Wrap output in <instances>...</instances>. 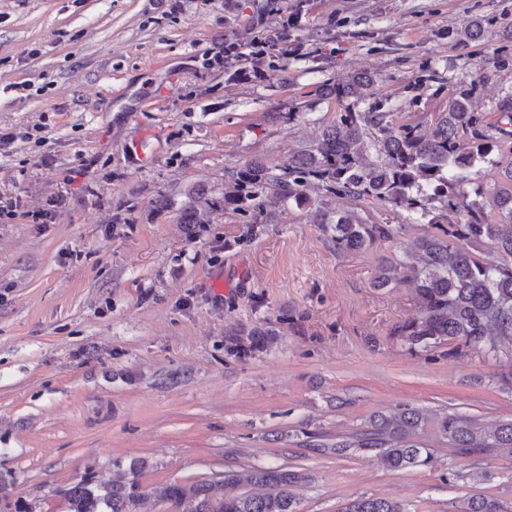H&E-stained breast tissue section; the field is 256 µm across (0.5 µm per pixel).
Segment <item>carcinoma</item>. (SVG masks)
Listing matches in <instances>:
<instances>
[{"label": "carcinoma", "mask_w": 512, "mask_h": 512, "mask_svg": "<svg viewBox=\"0 0 512 512\" xmlns=\"http://www.w3.org/2000/svg\"><path fill=\"white\" fill-rule=\"evenodd\" d=\"M486 20L475 16L456 29L464 41L485 37ZM374 85L368 73H356L340 87L320 86L324 97L362 101ZM474 91L448 99L430 132L413 124H396L393 113L374 108H346L323 126L314 141L283 163L255 160L224 173V199L217 201L204 189L195 193L182 216L184 224H204L223 208L261 214L293 202L312 205L313 221L324 226L345 251H357L377 238L397 232L390 224H372L363 210H338L329 198L344 195L354 201L380 202L405 210L435 229L416 239L398 259L381 260L375 284L386 288L403 282L414 291L418 315L397 327L411 346L428 348L456 340L478 351L496 353L512 345V160L488 184L476 176V167L488 163L494 152L510 144L512 112L502 113L495 130L482 124L470 110ZM473 184L471 191L461 189ZM496 213L497 223L484 220L485 210ZM490 244L499 262L487 264L476 251ZM252 339L234 343L233 352L246 355L261 347L265 332L253 330ZM426 417L406 409L380 417L370 428L338 434L315 445L322 455L344 457L358 450H376L391 471L427 466L428 451L414 440ZM439 433L459 455L483 458L505 451L512 456V420L491 428L461 414L437 418ZM144 463L134 461L108 483L85 476L62 490L67 512H141L146 498L137 480ZM309 480L294 466H246L228 470L219 479L173 482L161 492L172 512H299L293 488ZM248 493L230 495L226 488L239 484ZM6 480L0 478V503L14 512H36V506L11 501ZM343 512H409L407 504L383 497H359ZM455 512H512L494 495L479 494L460 501Z\"/></svg>", "instance_id": "cac0c4a2"}]
</instances>
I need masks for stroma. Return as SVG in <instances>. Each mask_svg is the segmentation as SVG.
<instances>
[{"label": "stroma", "instance_id": "obj_1", "mask_svg": "<svg viewBox=\"0 0 512 512\" xmlns=\"http://www.w3.org/2000/svg\"><path fill=\"white\" fill-rule=\"evenodd\" d=\"M474 16L487 36L458 40ZM244 67L261 78L233 79ZM359 71L375 77L367 106L396 123L430 131L472 88L496 126L512 0H0V202L25 207L0 216V471L14 497L66 512L62 488L140 461L142 512H169L170 482L244 465L305 469L300 512L360 496L410 512L479 493L512 503L511 457L457 455L430 422L427 467L308 449L407 407L512 419L499 381L512 351L410 349L395 329L418 313L412 289L372 284L427 225L366 204L401 231L348 252L302 204L262 224L229 210L181 222L196 189L223 197L225 169L315 139L345 108L319 86ZM38 209L50 221L27 218ZM254 328L264 346L231 354Z\"/></svg>", "mask_w": 512, "mask_h": 512}]
</instances>
